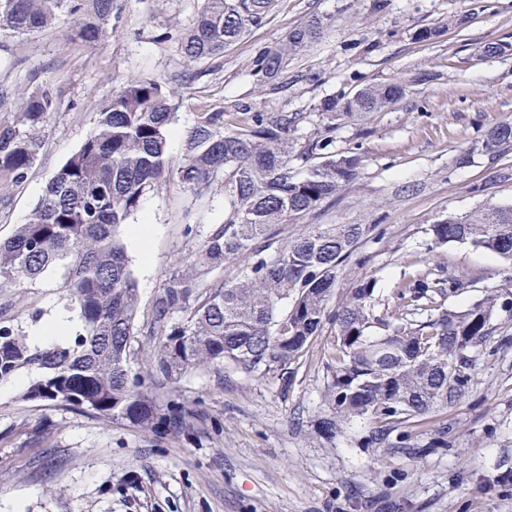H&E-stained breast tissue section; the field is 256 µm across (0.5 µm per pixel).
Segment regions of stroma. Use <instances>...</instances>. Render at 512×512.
I'll return each instance as SVG.
<instances>
[{"instance_id":"stroma-1","label":"stroma","mask_w":512,"mask_h":512,"mask_svg":"<svg viewBox=\"0 0 512 512\" xmlns=\"http://www.w3.org/2000/svg\"><path fill=\"white\" fill-rule=\"evenodd\" d=\"M204 0H115L112 33L101 44L71 40L61 13L39 31L0 30V127L16 126L35 86L58 93L41 131L42 148L26 180L0 195V241L25 223L48 181L95 129V111L130 79L152 77L175 92L167 151L184 154L183 131L201 109L236 122L238 104L258 112H299L297 139L314 136L322 99L371 83L410 82L406 98L336 125L337 151L356 152L357 178L281 237L310 224H372L375 232L347 260L330 309L353 280L370 279L388 300L419 272L444 268L468 286L447 307L463 308L512 280L497 255L451 242L431 247V224L484 204L512 205V143L489 150L486 137L512 122V56L487 59L489 42L512 43V0H273L267 19L204 63L188 61L180 39ZM314 14L330 17L322 38L291 57L283 85L260 84L257 51L277 45ZM446 24L432 42L415 30ZM429 79L418 82L419 74ZM224 187L204 195L170 178L147 193L123 228L148 317L164 281L183 270L224 221ZM151 226V266L132 243L131 227ZM59 273L0 288V320L30 334L66 307ZM492 336L457 405L396 426L381 444L371 429L321 428L325 398L322 333L289 383L228 365L185 375L182 397L199 398L221 420L222 434L163 439L124 420L105 422L21 394L38 377L25 369L0 381V512H512V314L497 311Z\"/></svg>"}]
</instances>
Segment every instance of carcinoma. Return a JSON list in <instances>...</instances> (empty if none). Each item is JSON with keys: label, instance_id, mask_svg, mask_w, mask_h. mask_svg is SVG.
Instances as JSON below:
<instances>
[{"label": "carcinoma", "instance_id": "cac0c4a2", "mask_svg": "<svg viewBox=\"0 0 512 512\" xmlns=\"http://www.w3.org/2000/svg\"><path fill=\"white\" fill-rule=\"evenodd\" d=\"M272 0H205L183 38V54L202 63L224 55L267 17ZM71 36L93 44L112 30L113 0H0V29L36 32L64 9ZM330 18L313 16L275 48L253 60L260 80L280 76L288 58L317 41ZM485 58L512 55V43L491 42ZM409 85L377 83L320 103V131L289 136L296 117L238 107L242 120L206 109L184 133L185 153L172 165L167 151L174 96L155 79H132L96 112L92 135L48 182L28 220L0 242V287L61 271L82 328L67 342L31 346L0 321V379L25 368L39 377L21 399L52 402L97 419L125 420L159 438L208 430L202 400H159L152 387L199 369L235 365L262 376L291 377L325 325L334 328L326 367L333 418L373 424L380 435L395 423L424 418L459 403L469 390L494 313L505 309L498 286L463 309L444 307L465 288L462 279L427 271L404 283L393 302L375 311V283L360 281L345 303L329 310L336 280L373 224H310L271 250L280 226L305 216L359 174L361 158L335 149L336 119L377 112L403 100ZM56 107L55 90L35 87L21 107V126L0 128V191L24 182L41 148V127ZM512 141V123L492 130L491 148ZM196 194L220 181L228 208L224 224L204 242L185 273L166 279L147 335L155 348L139 371L130 367L139 312L137 282L121 231L144 195L171 175ZM434 245L468 243L512 262V206L487 205L430 225ZM230 261L232 280L211 273Z\"/></svg>", "mask_w": 512, "mask_h": 512}]
</instances>
